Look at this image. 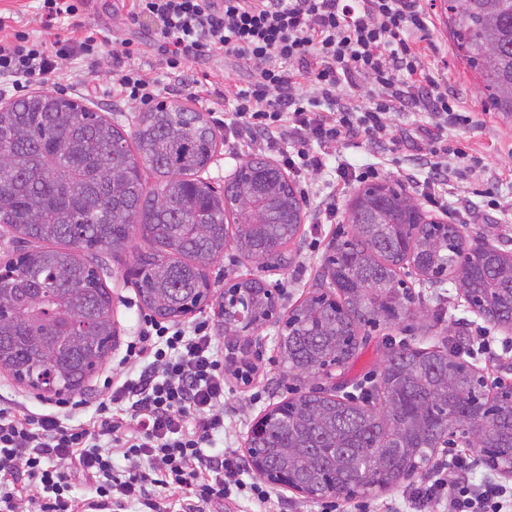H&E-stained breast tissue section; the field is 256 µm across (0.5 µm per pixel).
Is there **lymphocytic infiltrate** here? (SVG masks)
Segmentation results:
<instances>
[{
	"label": "lymphocytic infiltrate",
	"instance_id": "f902f5d3",
	"mask_svg": "<svg viewBox=\"0 0 512 512\" xmlns=\"http://www.w3.org/2000/svg\"><path fill=\"white\" fill-rule=\"evenodd\" d=\"M87 0H40L44 36L8 32L0 15V83L14 92L59 76L66 61L98 62L108 40L82 28ZM69 19V33L58 25ZM123 21L150 25L166 71L198 99L223 95L231 120L224 129L236 151L275 154L284 170L304 177L324 173L338 145L357 141L382 155L407 150L414 166L396 174L428 206L460 204L466 223L476 211L467 190L448 180V132L472 123L448 81L428 58L431 14L421 0H127ZM224 54L242 60L249 80L217 88L194 65ZM129 49H113L112 90L147 104L159 95L150 70L130 65ZM427 114L426 127L400 126L403 112ZM385 162L363 170L338 164L315 213L335 223L338 200L351 182L387 173ZM117 380L98 394L58 399L53 411L0 406V512H167L146 489L151 477L191 490L181 512H200L231 490L266 501L270 491L245 481L250 465L236 450L208 456L203 447L224 430V352L205 325L187 331L159 323L128 343ZM93 407L94 416L73 413ZM123 469H116L114 455ZM411 502L434 512H512V487L473 479L461 448L447 451ZM95 488L72 494V479Z\"/></svg>",
	"mask_w": 512,
	"mask_h": 512
}]
</instances>
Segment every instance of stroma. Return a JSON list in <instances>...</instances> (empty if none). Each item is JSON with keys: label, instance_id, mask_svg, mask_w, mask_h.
<instances>
[{"label": "stroma", "instance_id": "stroma-1", "mask_svg": "<svg viewBox=\"0 0 512 512\" xmlns=\"http://www.w3.org/2000/svg\"><path fill=\"white\" fill-rule=\"evenodd\" d=\"M432 15L434 29L430 40L433 48L430 59L437 64L441 74L448 79V89L456 93L467 111L477 118L472 125L449 130L448 144L451 148L479 154L484 161L482 181L470 184L471 200L481 211L477 223L466 225L464 232L472 243L502 242L512 245V210L500 212L484 208V195L493 191L504 197H512V121L503 119L489 110L483 95L477 89L472 72L457 59L443 24V0H424ZM117 11L114 0H88L81 15L82 21L93 28L104 30L111 40H126L133 52L132 60L141 66L151 67L158 75L161 87L171 93V102L204 113L212 126H219L224 116V101L216 97L208 102L193 100L188 91L179 90L177 82L163 71L159 55L153 44V36L147 29L134 25L113 22ZM112 69L111 59H103L95 66L75 60L65 69V77L59 83H46L45 88L57 94L81 98L83 104L101 109L104 116L121 128L132 129L138 115L145 112V105L128 103L112 97L110 93ZM96 88L93 96H85V87ZM358 192L350 186L340 201L341 221L332 226H318L312 216H305L297 237L287 248L288 264L284 267L261 268L257 264L242 260L234 249L224 251L223 260L213 263L209 275L215 280L216 292H223L225 283L242 277L263 278L270 288L277 290V309L285 315L300 305L314 290L322 272L324 258L331 247L350 234L352 226L348 220L349 206ZM319 240L318 250H311L312 240ZM110 276L106 283L112 291L115 340L107 362L99 366L87 379L88 394H95L101 378L110 374L124 354L125 344L133 336L147 311L141 305L137 290L127 270L131 255L127 252L109 256ZM401 275L407 281L415 306L424 308L421 320L411 327L380 328L372 331L366 345L345 370L343 378L353 381L365 374L379 371L387 339H404L419 348L431 347L435 336L444 334L446 327L454 325L462 317L468 304L454 281L443 287L429 288L425 278L413 266H405ZM274 324L266 323L257 328V340L248 341L238 337L236 349L252 364L256 372L250 383L227 378L224 387V432L216 436L213 448L234 449L246 452L247 438L252 425L269 410L293 398L296 383L283 372L279 357V346L274 339ZM272 497L267 502L253 500L245 494H231L223 503L205 507L204 512H321L318 500L304 494L278 486L272 487Z\"/></svg>", "mask_w": 512, "mask_h": 512}]
</instances>
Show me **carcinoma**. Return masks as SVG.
Segmentation results:
<instances>
[{"mask_svg": "<svg viewBox=\"0 0 512 512\" xmlns=\"http://www.w3.org/2000/svg\"><path fill=\"white\" fill-rule=\"evenodd\" d=\"M456 55L481 79L490 108L512 119V0H444ZM216 134L199 112L161 104L124 131L74 98L47 90L0 107V224L29 244L0 283V370L44 392H80L114 336L103 256L132 249L142 304L177 321L214 295L206 267L233 247L245 260L286 264L303 223L281 170L258 158L216 190L200 177ZM234 224H229L228 217ZM405 188L385 182L353 199L352 234L325 260L320 289L287 318L285 372L317 380L348 368L380 326L419 316L398 270L410 263L431 288L444 272L486 320L512 329V254L470 246L454 224L420 222ZM336 289V301L321 299ZM217 296L224 335L242 311L257 326L272 308L266 283L244 278ZM364 402L315 387L270 413L251 466L289 469L313 494L348 499L398 485L431 460L448 427L472 448L512 456V399L491 392L448 338L432 350L385 344L381 371L352 383ZM381 458L382 469L371 467Z\"/></svg>", "mask_w": 512, "mask_h": 512, "instance_id": "carcinoma-1", "label": "carcinoma"}]
</instances>
